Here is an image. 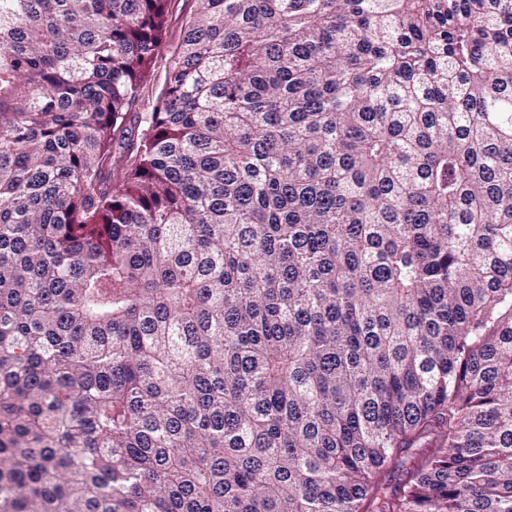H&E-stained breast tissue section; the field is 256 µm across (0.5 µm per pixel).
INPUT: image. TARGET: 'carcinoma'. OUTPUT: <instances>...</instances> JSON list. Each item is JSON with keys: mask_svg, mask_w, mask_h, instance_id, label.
Here are the masks:
<instances>
[{"mask_svg": "<svg viewBox=\"0 0 512 512\" xmlns=\"http://www.w3.org/2000/svg\"><path fill=\"white\" fill-rule=\"evenodd\" d=\"M0 0V512H512V0ZM185 3L186 2H184V0L172 2V22L161 52L162 56H166L169 53V50H171V48L178 42L181 32L182 15L188 7L187 5L185 6Z\"/></svg>", "mask_w": 512, "mask_h": 512, "instance_id": "1", "label": "carcinoma"}]
</instances>
